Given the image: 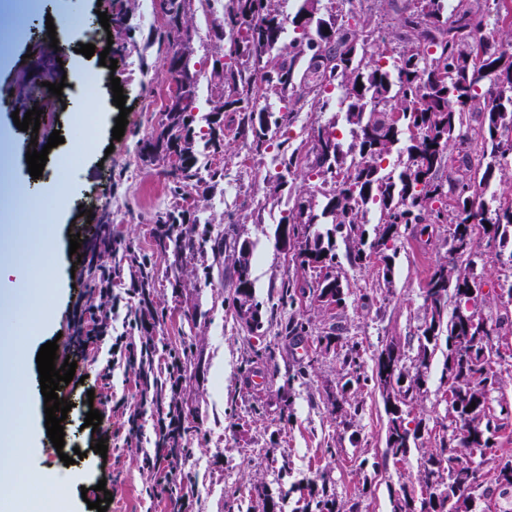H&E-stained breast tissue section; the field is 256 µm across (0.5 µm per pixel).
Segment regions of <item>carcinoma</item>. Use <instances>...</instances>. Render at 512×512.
Instances as JSON below:
<instances>
[{
    "label": "carcinoma",
    "instance_id": "cac0c4a2",
    "mask_svg": "<svg viewBox=\"0 0 512 512\" xmlns=\"http://www.w3.org/2000/svg\"><path fill=\"white\" fill-rule=\"evenodd\" d=\"M191 0H162L167 16L166 28L159 33L158 44L170 43L188 33L190 19L186 5ZM363 0H327L328 18H315L321 0H302V6L290 20L296 36L282 43L285 21L280 17L277 0H229L221 5L218 28L228 32L229 42L221 46L214 70L223 73L217 88L214 113H238L237 137L254 157L271 147L277 148L274 162L275 188L299 177L315 180L325 202L314 213L313 199L300 197L279 225L288 226L297 238L295 253L302 266L317 271L312 291L327 294L341 306L344 285L336 274L341 261L336 253V238L347 245L346 258L351 263L370 262L378 256L388 262L386 251L413 224L431 221L451 225L448 252L453 260L435 266L428 276L438 293L425 297L426 321L420 338L417 366L405 370L399 350L390 346L379 354L375 370L367 376L362 371L361 345L343 342L328 332L317 342L330 348L338 343L349 379L340 386L341 395L330 400L332 413L349 424L347 418L363 410L357 396H345L351 385L366 382L381 393L387 416L383 457L397 462L406 460L422 438L423 419H409L403 410L408 401L422 396L426 373L437 347L438 337L447 335L443 378L455 393L451 405V431L444 433L433 448L425 451L423 469L416 484H433L447 490L427 497L415 494L414 485L403 484L393 496L392 512H473L474 502L489 494L485 474L472 466V455L485 454L495 447L494 433L499 416L488 405V395L498 383V369L484 367L480 354L490 348V340L475 337L470 316L475 307L469 290L474 284L473 256L480 235L474 226H483L488 241L512 244V180L503 201L487 208L482 187L493 177L491 163H474L491 157L499 171L512 158V0H387L399 14V28L384 32L372 26L371 19L356 9ZM495 14L500 26L496 39L481 35L486 18ZM453 16L456 27L447 26ZM328 27L323 55L317 57L302 44L304 25ZM277 42L279 54L264 56L260 46ZM192 56L167 63V70L178 85L187 88L188 104L167 107L162 119L145 143L144 156L150 162L173 165L166 171L172 178L173 191L184 195L186 189L201 183L216 184L224 179V169L198 165L195 139L212 153L224 150V125L215 122L208 131L196 136L193 112L198 110L196 87L199 71L191 66ZM277 99L267 103L268 94ZM338 107L344 113L349 141L337 135L336 123L318 127L308 144L294 146L277 134L292 125L303 111L327 112ZM478 113L483 121L473 125L470 116ZM410 132L406 158L400 170L382 173V163L391 155L402 130ZM459 149L461 172L448 181L438 177L449 162L448 151ZM314 156V163L304 166V155ZM379 212L374 238L366 239L365 215ZM325 219L329 228L316 234L307 227ZM156 223L160 230L154 239L153 253L171 254L175 261L196 262L210 274L213 265L224 258L227 237L187 222L186 211H166ZM490 227H485V224ZM98 249L101 254L122 253L132 269L134 281L146 288L153 278L150 256L129 246L113 245L112 224L99 225ZM252 249L246 242L233 256L236 282L232 297L234 315L243 328L257 335L266 316L278 317L277 336L284 341L308 335L310 321L300 314L299 301L305 289L286 278L281 281L276 301L256 299L251 279ZM466 258V265L457 260ZM213 263H208V259ZM452 293L464 307L448 311ZM476 407H471V403ZM184 434H178L168 455L171 482L181 485L189 455L179 451ZM494 485L503 495H512V456L500 457L494 471ZM261 512H281L279 502L266 485L253 486ZM303 512H359V502L337 498L326 482L312 481Z\"/></svg>",
    "mask_w": 512,
    "mask_h": 512
}]
</instances>
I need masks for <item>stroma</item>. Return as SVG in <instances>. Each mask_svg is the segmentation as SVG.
Masks as SVG:
<instances>
[{
  "mask_svg": "<svg viewBox=\"0 0 512 512\" xmlns=\"http://www.w3.org/2000/svg\"><path fill=\"white\" fill-rule=\"evenodd\" d=\"M194 30L193 62L204 71L197 96L200 110L196 129H207L212 118L216 81L212 67L216 58L215 22L207 16L200 0L186 7ZM69 13L81 26V37L69 40L65 55L51 46L47 30L32 33V17L15 19L20 32L0 43V130L13 133L17 149L10 155L8 186L31 179L26 153L32 145H46L50 130L38 133L18 130L13 112L33 109V99L19 95L23 85L60 83L75 69L97 68L102 88L88 104L93 131L70 120L69 95L52 100V113L65 139L64 146L78 149L80 161L71 166L74 205L61 218L52 250L51 272L59 283L51 303L47 325L26 341L30 353H38L48 341H57L59 359L76 361V377L60 384L58 395L71 402L63 422V449L43 439L41 459L47 469L64 472L61 454L81 451L75 468L84 472L81 489H64L59 512H89L97 500L96 486L105 482L113 496L107 512H254L257 501L254 483L265 482L273 495L282 499V512H295L301 490L310 481L327 480L342 500L359 499L361 512H391V495L400 484L416 478L423 463V448L434 447L452 416L442 381L444 357L435 352L427 373V391L409 402L411 416L425 424L422 449L411 450L406 461L382 460L385 447L386 413L378 390L361 388L363 412L344 425L331 414L326 398L346 375L335 352L315 354L314 336L335 325L342 337L362 345L364 369H372L388 345H396L406 369H413L418 338L425 320L422 286L429 271L445 261V241L450 227L431 224L424 231L405 235L391 254V272L383 274L380 262L363 265L342 263L339 274L346 288L343 307L334 314L304 305L301 312L310 319L313 333L299 341L275 347L280 369L276 382L263 388L250 383L253 373L266 365L255 356L261 340L249 336L236 321L226 299L233 293V264L223 261L205 280L197 265H175L173 256L153 255L156 214L174 208L186 209L212 232L231 228L252 247V279L258 300L275 296L282 278L302 287L313 286L316 273L296 262L286 261L278 246L277 225L285 209L297 197L309 196L312 183L295 182L270 196L268 180L275 173L272 155L257 157L249 169L240 168L244 154L236 136L237 118L223 113L224 150L200 152L203 166L223 168V181L200 184L175 196L162 165L140 160L139 151L161 118L165 101L176 88L174 78L163 64L155 34L165 22L160 0H49L47 12ZM107 13L108 25H101L100 13ZM94 44L95 56L77 53L78 44ZM116 60V69L100 63V51ZM119 78L131 111L121 140L112 130L120 110L113 103L111 80ZM112 219V235L136 250L152 254L154 310L162 314L159 323H147L141 336L150 338L155 372H165L171 351L179 350L192 359L196 375L190 386L168 392L167 397L186 404L190 411L183 423L196 432L188 446L191 468L177 493L150 498L145 489L154 473L144 465L155 456L159 412L138 379V370L123 357L112 353L108 343L92 344L79 336L80 312L91 294L86 275L93 255L98 226L103 216ZM79 235L77 252H70L71 235ZM475 272L482 281L479 307L483 314L501 318L499 336L502 360L499 382L491 394L493 405L512 408V297L503 291L512 272L503 266L494 249L479 246ZM312 361L305 381L292 373L299 362ZM110 368L109 380H102L103 368ZM111 396L102 410L98 428L85 427L89 394ZM291 402L290 420L280 417L284 402ZM137 423V438H129L130 423ZM108 445L106 454L93 452L98 440Z\"/></svg>",
  "mask_w": 512,
  "mask_h": 512,
  "instance_id": "35a3bbf8",
  "label": "stroma"
}]
</instances>
